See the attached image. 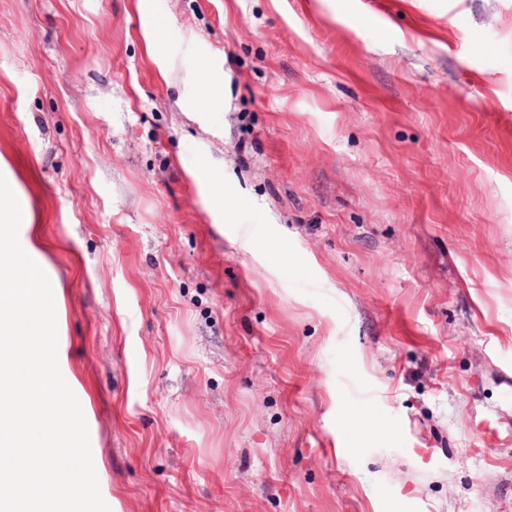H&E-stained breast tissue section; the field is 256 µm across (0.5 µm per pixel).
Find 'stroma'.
Masks as SVG:
<instances>
[{"mask_svg": "<svg viewBox=\"0 0 512 512\" xmlns=\"http://www.w3.org/2000/svg\"><path fill=\"white\" fill-rule=\"evenodd\" d=\"M0 176L110 512H512V0H0ZM224 101V76L214 75L209 77L205 84L199 103L211 108L219 107Z\"/></svg>", "mask_w": 512, "mask_h": 512, "instance_id": "obj_1", "label": "stroma"}]
</instances>
